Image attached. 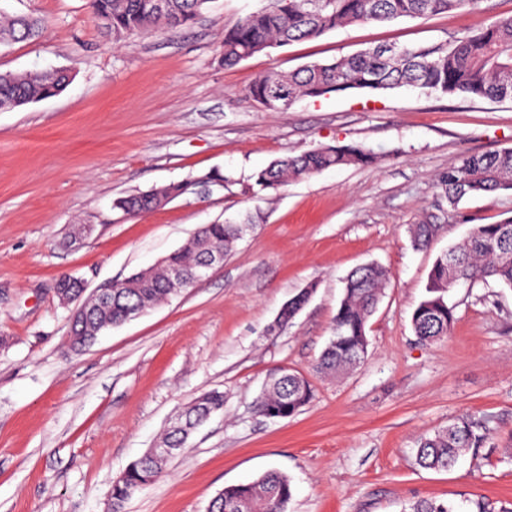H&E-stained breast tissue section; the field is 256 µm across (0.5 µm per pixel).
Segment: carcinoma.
Wrapping results in <instances>:
<instances>
[{"label": "carcinoma", "mask_w": 512, "mask_h": 512, "mask_svg": "<svg viewBox=\"0 0 512 512\" xmlns=\"http://www.w3.org/2000/svg\"><path fill=\"white\" fill-rule=\"evenodd\" d=\"M94 19L120 40L152 29L182 30L191 26L211 0H165L159 10L155 0H90ZM479 0H268V4L224 30L222 62L235 66L255 54L294 42L316 39L339 27L355 23H388L400 18H423L473 7ZM44 21L33 16L0 18V41L20 42L38 35ZM69 86L64 70L49 69L19 74H0V98L23 105L59 95ZM413 86L443 94L512 100V15L499 16L481 29L432 45H376L327 62H311L292 71L272 69L246 89L255 103L283 91L289 102L318 98L332 92L366 90L383 92ZM377 157L361 145L328 146L297 156L280 158L255 174L257 192H277L290 180L310 178L341 166L368 167ZM224 177L209 174L172 183L147 193L120 199L117 207L128 215L152 211L160 204L208 186L222 188ZM448 205L455 208L469 196L512 190V148L489 155H466L441 177ZM415 247L426 248L433 239L431 224H411ZM239 240L236 224H204L194 234L193 245L169 254L186 280L210 249L229 253ZM493 279L512 288V221L478 224L462 243L436 258L429 275L428 296L413 311L414 333L425 343L448 336L455 307L448 295L461 281ZM388 283L387 272L377 265L352 271L333 321V336L316 369L334 373L361 361L367 348L366 327ZM180 285L168 279L163 267L141 270L112 285V300L88 301V315L70 328L69 341L79 349L105 327L125 321L177 293ZM309 380L300 373H284L256 400L263 417L289 418L314 399ZM224 394L211 391L198 397L181 413V429L167 432L162 442L183 449L188 433L222 409ZM486 426L469 416L461 417L442 432L420 440L418 464L426 469H448L463 451L478 447ZM168 456L143 454L130 462L112 483L113 512H121L132 494L156 480ZM292 498L288 477L268 471L255 480L225 487L208 512H286ZM408 512H459L451 502L420 500Z\"/></svg>", "instance_id": "1"}]
</instances>
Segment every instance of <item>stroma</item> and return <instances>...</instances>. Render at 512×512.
I'll return each instance as SVG.
<instances>
[{"label": "stroma", "mask_w": 512, "mask_h": 512, "mask_svg": "<svg viewBox=\"0 0 512 512\" xmlns=\"http://www.w3.org/2000/svg\"><path fill=\"white\" fill-rule=\"evenodd\" d=\"M261 5L213 0L187 29L116 43L88 0H0L2 11L46 22L36 37L0 46V73L73 76L56 97L0 112V512H109L113 480L214 389L223 410L123 512H207L224 487L271 469L291 481L287 512H404L419 500L478 498L512 512V289L492 280L454 288L455 322L439 342H420L411 325L437 255L474 225L512 219L511 190L453 209L440 183L462 156L512 148V101L402 87L268 112L245 96L274 68L478 30L511 15L512 0L352 24L224 67L225 29ZM349 144L377 164L252 189L274 159ZM212 172L223 189L136 216L115 206ZM422 222L436 236L419 250L407 228ZM216 223L245 227L222 266L71 351L60 276L94 290ZM369 263L389 282L367 323V355L321 374L344 279ZM310 285L308 303L276 326L282 305ZM282 369L306 375L315 398L294 417L267 419L255 401ZM465 415L485 423L483 445L449 470L419 467L420 439Z\"/></svg>", "instance_id": "35a3bbf8"}]
</instances>
